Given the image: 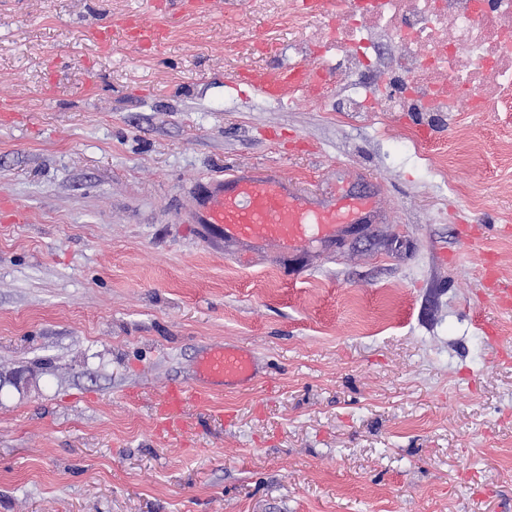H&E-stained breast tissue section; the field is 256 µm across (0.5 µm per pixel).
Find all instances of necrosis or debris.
<instances>
[{
  "label": "necrosis or debris",
  "mask_w": 512,
  "mask_h": 512,
  "mask_svg": "<svg viewBox=\"0 0 512 512\" xmlns=\"http://www.w3.org/2000/svg\"><path fill=\"white\" fill-rule=\"evenodd\" d=\"M331 17L321 28L310 17ZM318 61L288 101L346 112H512V0H302L288 14Z\"/></svg>",
  "instance_id": "1"
}]
</instances>
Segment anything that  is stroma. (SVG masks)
Listing matches in <instances>:
<instances>
[{
    "label": "stroma",
    "instance_id": "1",
    "mask_svg": "<svg viewBox=\"0 0 512 512\" xmlns=\"http://www.w3.org/2000/svg\"><path fill=\"white\" fill-rule=\"evenodd\" d=\"M151 2L0 0V512H512V112L293 106L241 79L287 65L288 0ZM255 165L380 212L239 262L189 190ZM212 343L256 381L160 428Z\"/></svg>",
    "mask_w": 512,
    "mask_h": 512
}]
</instances>
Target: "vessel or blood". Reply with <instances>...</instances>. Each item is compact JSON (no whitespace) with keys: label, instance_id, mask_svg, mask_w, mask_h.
<instances>
[{"label":"vessel or blood","instance_id":"b4317fda","mask_svg":"<svg viewBox=\"0 0 512 512\" xmlns=\"http://www.w3.org/2000/svg\"><path fill=\"white\" fill-rule=\"evenodd\" d=\"M305 68L284 70L278 78L253 73L248 81L266 93L303 79ZM372 201L348 195L321 201L296 190L294 182L266 166H254L211 179L200 190L194 220L210 233L245 247L274 245L285 252L304 249L313 239H333L351 224L367 221ZM196 398L212 385L235 386L254 380L256 365L244 349L225 344L204 348L194 362Z\"/></svg>","mask_w":512,"mask_h":512}]
</instances>
